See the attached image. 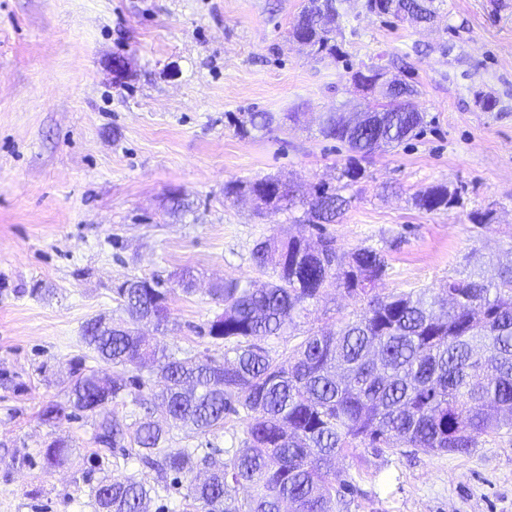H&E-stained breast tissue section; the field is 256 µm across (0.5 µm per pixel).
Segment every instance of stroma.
Masks as SVG:
<instances>
[{"mask_svg": "<svg viewBox=\"0 0 512 512\" xmlns=\"http://www.w3.org/2000/svg\"><path fill=\"white\" fill-rule=\"evenodd\" d=\"M302 4L0 0V512H94L90 488L102 478L153 482L134 450L99 447L94 416L49 426L41 407L65 401L72 360L104 370L81 327L121 316L114 289L135 276L194 271L196 289L174 296L168 331L141 330L169 349L223 358V343L203 332L223 309L210 284L261 287L258 241L320 233L302 209L261 217L225 187L267 177L305 192L337 185L347 153L321 121L362 99L350 70L376 63L414 85L425 125L361 161L342 191L348 210L322 233L341 252L384 254L381 295L493 279L512 264V0H435L424 28L344 0L339 60L289 41ZM257 111L276 123L240 134L236 118ZM437 184L458 191V204L415 207L413 195ZM174 193L185 203L177 213ZM360 308L329 289L268 345L285 352ZM243 431L229 415L192 445L221 460ZM59 436L76 458L50 469L39 450ZM336 469L350 486L336 512H512V432L481 437L464 455L362 447Z\"/></svg>", "mask_w": 512, "mask_h": 512, "instance_id": "35a3bbf8", "label": "stroma"}]
</instances>
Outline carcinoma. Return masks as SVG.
Returning a JSON list of instances; mask_svg holds the SVG:
<instances>
[{"mask_svg":"<svg viewBox=\"0 0 512 512\" xmlns=\"http://www.w3.org/2000/svg\"><path fill=\"white\" fill-rule=\"evenodd\" d=\"M338 2L306 0L289 29L290 40L336 58V27L320 24L319 16L339 14ZM366 106L389 111L365 126L349 127L336 112L324 120L325 137L351 153L342 171L350 181L361 175L356 158L374 153L377 139L394 147L424 126L422 113L399 104L372 98ZM272 122L269 112H249L237 128L246 135ZM240 193L252 194L269 214L298 204L318 229L336 223L348 205L325 184L299 197L272 178L225 186L227 197ZM455 200L443 184L414 197L415 206L429 213L445 212ZM253 258L271 273L266 286L254 290L230 282L210 289L224 305L208 324V335L224 341L223 359L181 356L146 342L136 329L146 319L158 326L168 322L172 296L194 292L190 270L167 282L130 279L115 288L127 320L107 327L96 316L82 326L88 349L115 369L109 398L101 393L100 373L76 361L67 399L44 405L42 420L98 417L96 443L136 449L159 483L171 475L185 479L195 512H282L285 501L288 512H332L336 488L346 486L336 473V457L345 451L406 447L467 454L481 436L512 431V265L494 281L450 279L438 290L381 296L375 284L386 262L372 247L345 256L324 235L315 253L297 238L267 239L256 245ZM331 287L366 302L363 311L333 332L308 330L282 354L265 345ZM153 377L161 383L154 398L185 437L220 427L233 414L245 424L241 447L228 449L222 461L199 455L197 448H168L169 431L162 426L150 420L130 426L109 409ZM73 451L67 439L56 437L41 453L52 469L70 464ZM238 486L249 489L241 501ZM93 492L95 512H150L156 488L130 476L102 482Z\"/></svg>","mask_w":512,"mask_h":512,"instance_id":"1","label":"carcinoma"}]
</instances>
